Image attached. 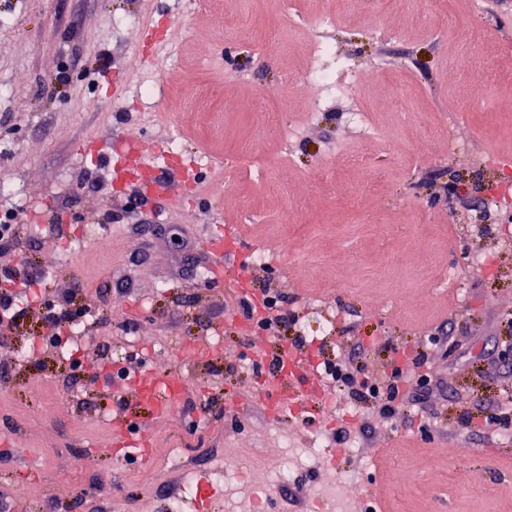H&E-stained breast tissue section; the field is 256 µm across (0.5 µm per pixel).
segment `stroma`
I'll use <instances>...</instances> for the list:
<instances>
[{
    "label": "stroma",
    "mask_w": 512,
    "mask_h": 512,
    "mask_svg": "<svg viewBox=\"0 0 512 512\" xmlns=\"http://www.w3.org/2000/svg\"><path fill=\"white\" fill-rule=\"evenodd\" d=\"M294 8L335 16L323 67L348 64L357 83L325 94L308 121L301 80L313 49ZM0 0V207L21 226L0 253V278L28 266L37 288L0 327V512H149L154 485L178 487L157 459L121 456L112 418L150 430L157 450L181 449L193 473L224 452L247 462L286 447L318 456L280 490L267 470L220 486L214 512L264 488L268 512H304L328 478L356 486L349 512L384 496L389 512H512V195L478 231L470 225L503 164L512 165V0ZM478 57L469 74L454 59ZM67 71L69 82L54 81ZM488 86L485 102L471 87ZM274 93L291 146L260 135L245 101ZM96 100L88 109L87 100ZM360 105L385 137L368 167L345 155L359 142ZM137 137L178 145L202 168L193 192L145 198L109 187L79 144ZM289 152L286 168L275 167ZM234 232L240 249L210 277L208 231ZM270 262L258 263L259 253ZM474 253L486 268L455 277ZM288 295L296 322L272 335L239 309L238 273ZM72 293L87 352L34 346L64 337L41 303ZM441 331L428 372L440 382L424 409L387 418L343 393L309 397L278 416L258 352L298 338L315 365L366 350L367 376ZM208 340L209 357L182 352ZM177 369L188 395L177 420H154L132 380ZM473 420L462 427L461 417ZM471 454L461 460L452 448ZM359 449L351 457L349 449ZM90 478L74 479L86 460ZM483 481L491 496L475 495Z\"/></svg>",
    "instance_id": "35a3bbf8"
}]
</instances>
